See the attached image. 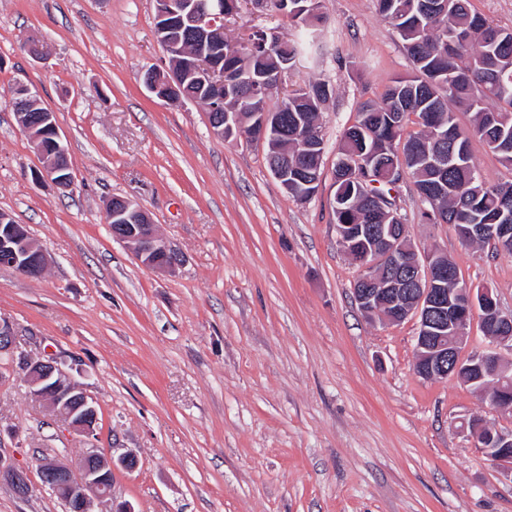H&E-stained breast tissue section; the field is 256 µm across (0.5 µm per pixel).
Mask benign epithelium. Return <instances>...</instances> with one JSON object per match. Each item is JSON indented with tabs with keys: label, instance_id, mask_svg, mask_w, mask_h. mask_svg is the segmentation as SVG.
Listing matches in <instances>:
<instances>
[{
	"label": "benign epithelium",
	"instance_id": "7a95c632",
	"mask_svg": "<svg viewBox=\"0 0 512 512\" xmlns=\"http://www.w3.org/2000/svg\"><path fill=\"white\" fill-rule=\"evenodd\" d=\"M161 24L157 36L172 55V66L167 71L148 68L143 72L142 83L156 99L170 104L186 102L179 88L184 80L192 77L203 86L224 95V66L215 56L222 48L224 37V0L208 4L205 0H159ZM192 26L201 51H187L171 40L169 33L175 28ZM289 61L267 70L257 79L247 83L255 85L254 95L269 96L281 83ZM13 105L23 109L37 102L36 94L25 86L12 92ZM255 136L265 142L269 131L279 130L278 118L268 112H258ZM211 133L225 138L237 122L235 112H213L208 115ZM35 151L43 160L48 178L63 190L75 186L68 151L59 133L54 113H40L34 124L22 125ZM105 221L112 237L125 244L134 257L144 266L162 273L175 272L181 263L180 256L160 237L149 216L139 207L120 197L107 201ZM468 240L488 238L497 241L512 237L511 224H473L462 229ZM374 261L367 263L358 258L360 280L369 281L371 267L393 255L390 241L380 237L372 245ZM48 265L44 250L11 217L0 215V267L12 268L29 277H40ZM448 259L439 254L423 255L415 247L402 252L392 265L391 275L377 283L375 288H364L356 299L365 313L383 314L393 310V321L400 322L410 316L419 320L416 337L418 376L423 379L453 377L465 385H472L488 393L495 392L496 407L512 412V310L502 309L497 295L491 288H473L459 275L453 276L456 300L448 297ZM491 325L489 339L492 345L484 352L464 354L468 343L471 320ZM0 363L12 369L46 409L71 431L87 440L86 450L79 456L63 461L61 452L44 456L39 463L42 484L61 498L71 512H90L92 499H113L112 484L118 469L131 470L136 465L135 456L128 452L113 458L105 449L94 444L98 409L86 389L77 383L70 370L76 361H67L47 352L34 359L18 350L13 328L0 321ZM467 427L477 447L487 459L512 476V430H502L481 419H473ZM0 480L18 488L29 486L26 474L10 465L0 452Z\"/></svg>",
	"mask_w": 512,
	"mask_h": 512
}]
</instances>
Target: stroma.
Returning <instances> with one entry per match:
<instances>
[{"instance_id": "stroma-1", "label": "stroma", "mask_w": 512, "mask_h": 512, "mask_svg": "<svg viewBox=\"0 0 512 512\" xmlns=\"http://www.w3.org/2000/svg\"><path fill=\"white\" fill-rule=\"evenodd\" d=\"M319 47L266 100L327 81L317 193L299 202L262 143L219 139L198 103L144 88L164 66L155 0H0V211L25 225L49 264L40 278L0 267V320L32 357L74 356L98 404V447L137 456L114 500L136 512H512V478L462 425L512 429L473 387L417 375L419 324L367 317L358 266L336 234L341 136L361 103L414 69L375 0H321ZM292 40L297 24L243 6L224 36ZM19 84L56 115L75 175L58 189L10 104ZM393 194L411 242L448 257L463 281L512 310V256L465 244L428 221L412 179ZM145 208L181 256L175 272L140 264L115 241L105 204ZM86 447L12 374H0V450L26 473L0 481V512H67L42 487L39 460Z\"/></svg>"}]
</instances>
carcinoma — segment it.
I'll use <instances>...</instances> for the list:
<instances>
[{
	"mask_svg": "<svg viewBox=\"0 0 512 512\" xmlns=\"http://www.w3.org/2000/svg\"><path fill=\"white\" fill-rule=\"evenodd\" d=\"M379 14L398 30L416 75L391 81L377 101L364 102L355 123L344 130L337 158L353 159L362 149L359 134L384 160L403 164L412 176L421 201L439 214L443 223L457 229L463 224H500L502 213L512 208V183L472 179L452 158L464 155L467 168L476 170L470 153L475 136L512 168V31L493 25L469 9V0H447L448 13L430 16L428 0H376ZM315 31L304 29L292 43H277L264 32L253 33L250 45L231 49L224 57L227 92L242 71L269 69L283 56L298 61L313 48ZM326 85L310 81L287 95L276 109L281 131L274 146H265L267 165L288 153L305 168L323 165L319 151H305L309 141L322 138L320 109L312 90ZM264 110L260 100L240 104V133L254 134L255 113ZM473 114L468 131L459 128L455 112ZM304 115L302 125L295 117ZM413 117L407 131L400 115ZM335 194L348 199L347 211L336 216L338 224H375L373 196L390 194L385 182L368 190L350 177L335 181Z\"/></svg>",
	"mask_w": 512,
	"mask_h": 512,
	"instance_id": "1",
	"label": "carcinoma"
}]
</instances>
